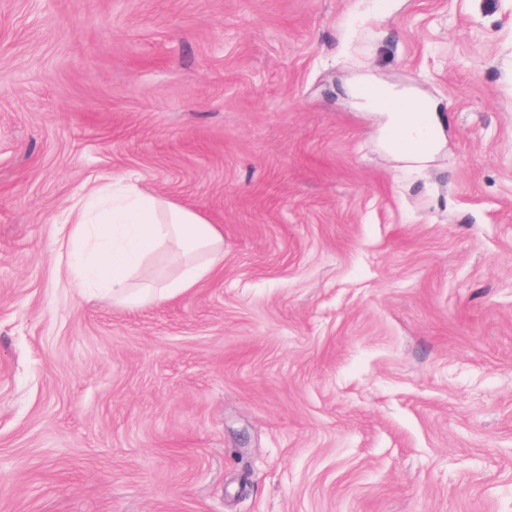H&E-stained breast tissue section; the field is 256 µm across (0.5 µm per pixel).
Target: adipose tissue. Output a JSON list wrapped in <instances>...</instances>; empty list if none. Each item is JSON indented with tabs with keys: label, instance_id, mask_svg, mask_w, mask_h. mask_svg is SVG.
I'll return each instance as SVG.
<instances>
[{
	"label": "adipose tissue",
	"instance_id": "obj_1",
	"mask_svg": "<svg viewBox=\"0 0 512 512\" xmlns=\"http://www.w3.org/2000/svg\"><path fill=\"white\" fill-rule=\"evenodd\" d=\"M68 218L75 246L69 259L73 280L128 305L198 288L224 258V237L216 225L196 210L145 193L134 180L79 195ZM169 246L181 258L177 272L132 285L146 258Z\"/></svg>",
	"mask_w": 512,
	"mask_h": 512
}]
</instances>
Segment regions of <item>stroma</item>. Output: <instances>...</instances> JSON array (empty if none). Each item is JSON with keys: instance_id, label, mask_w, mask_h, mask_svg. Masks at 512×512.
Wrapping results in <instances>:
<instances>
[{"instance_id": "obj_1", "label": "stroma", "mask_w": 512, "mask_h": 512, "mask_svg": "<svg viewBox=\"0 0 512 512\" xmlns=\"http://www.w3.org/2000/svg\"><path fill=\"white\" fill-rule=\"evenodd\" d=\"M129 176L199 288L70 280ZM0 512H512V0H0ZM423 112H431L425 106L422 112L419 111L418 101L410 103L406 109L397 115H390L388 120V127L391 135H396L399 140L403 142L404 131L408 132L414 130L423 114ZM137 182L110 183L79 195L68 211L75 246L69 259L73 280L128 305L198 288L224 258V237L215 224L169 198L145 193ZM168 246L181 258L177 272L133 286L146 258Z\"/></svg>"}]
</instances>
